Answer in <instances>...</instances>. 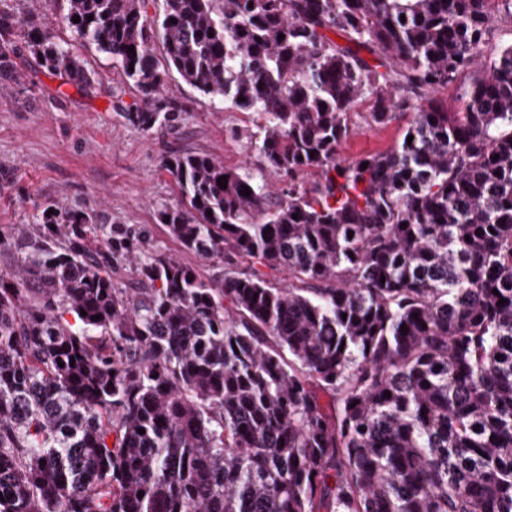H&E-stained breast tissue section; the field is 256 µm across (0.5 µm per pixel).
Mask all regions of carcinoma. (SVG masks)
<instances>
[{
    "mask_svg": "<svg viewBox=\"0 0 512 512\" xmlns=\"http://www.w3.org/2000/svg\"><path fill=\"white\" fill-rule=\"evenodd\" d=\"M152 2L67 0L140 94L125 118L175 126L174 71L262 119L230 136L286 181L166 158L158 221L210 279L88 209L0 224V512H512V43L482 65L491 0ZM17 58L94 82L0 6V81ZM466 72L450 113L436 95ZM364 104L410 119L344 162Z\"/></svg>",
    "mask_w": 512,
    "mask_h": 512,
    "instance_id": "carcinoma-1",
    "label": "carcinoma"
}]
</instances>
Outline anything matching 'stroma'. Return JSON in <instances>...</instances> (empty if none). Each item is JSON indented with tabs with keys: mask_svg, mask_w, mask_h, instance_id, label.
Wrapping results in <instances>:
<instances>
[{
	"mask_svg": "<svg viewBox=\"0 0 512 512\" xmlns=\"http://www.w3.org/2000/svg\"><path fill=\"white\" fill-rule=\"evenodd\" d=\"M19 17L40 20L56 41H66L94 74L86 89L19 63L18 76L0 84V224H26L36 207L49 202L86 206L104 224H143L157 246L207 276L219 270L208 260L179 249L157 222L161 205H175L178 190L164 160L173 152L204 154L227 165L247 159L244 144L229 128H253L255 114L228 108L204 96L177 73L161 91L183 105L173 128L144 132L124 117L138 92L111 60L89 43L73 40L62 22L66 0H10ZM405 118L389 125H361L338 148L342 161L383 152L402 136Z\"/></svg>",
	"mask_w": 512,
	"mask_h": 512,
	"instance_id": "stroma-1",
	"label": "stroma"
}]
</instances>
